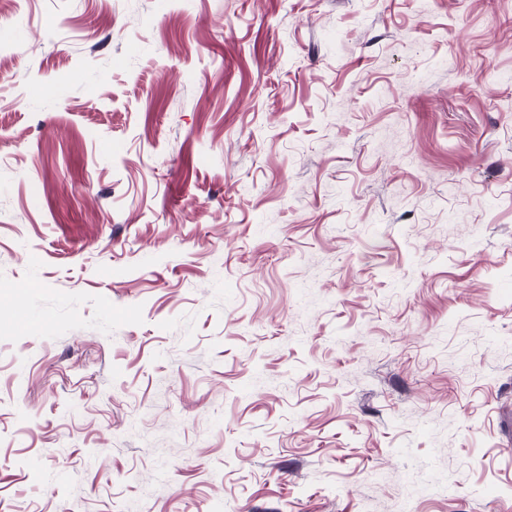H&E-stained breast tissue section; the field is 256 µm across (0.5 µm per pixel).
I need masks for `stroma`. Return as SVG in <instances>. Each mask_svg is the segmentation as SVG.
I'll use <instances>...</instances> for the list:
<instances>
[{
	"label": "stroma",
	"instance_id": "35a3bbf8",
	"mask_svg": "<svg viewBox=\"0 0 512 512\" xmlns=\"http://www.w3.org/2000/svg\"><path fill=\"white\" fill-rule=\"evenodd\" d=\"M0 512H512V0H0Z\"/></svg>",
	"mask_w": 512,
	"mask_h": 512
}]
</instances>
